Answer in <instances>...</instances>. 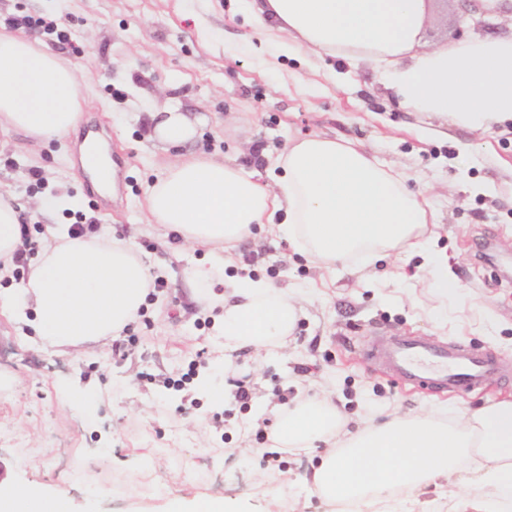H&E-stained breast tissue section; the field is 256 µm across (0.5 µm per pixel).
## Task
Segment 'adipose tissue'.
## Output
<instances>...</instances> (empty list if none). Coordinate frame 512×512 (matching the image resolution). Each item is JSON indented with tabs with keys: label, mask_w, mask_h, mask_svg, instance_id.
<instances>
[{
	"label": "adipose tissue",
	"mask_w": 512,
	"mask_h": 512,
	"mask_svg": "<svg viewBox=\"0 0 512 512\" xmlns=\"http://www.w3.org/2000/svg\"><path fill=\"white\" fill-rule=\"evenodd\" d=\"M261 36L379 71L402 104L457 126L489 130L512 122V36H474L421 50L425 0H246ZM85 100L79 76L50 50L20 33H0V131L47 144L77 125ZM152 138L178 147L205 116L178 108L152 113ZM275 185L232 160L182 156L147 190L143 208L181 246L203 247L209 264L188 285L213 319L226 349L272 353L285 346L304 312L295 291L249 276L211 290L224 272L223 250L253 226L287 234L327 270H354L375 249L416 247L433 212L401 175L351 142L319 134L292 139L274 161ZM20 211L0 197V276H10L24 240ZM153 287L149 265L109 235L52 230L26 280L0 291V314L47 345L113 339L138 315ZM269 446L291 453L323 447L311 483L328 512H413L416 494L438 477L462 492L452 512H504L512 505V401L448 420L434 415L361 417L349 426L330 393L278 411ZM0 512H72L70 499L0 483Z\"/></svg>",
	"instance_id": "adipose-tissue-1"
}]
</instances>
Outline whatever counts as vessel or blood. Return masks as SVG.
<instances>
[{
    "label": "vessel or blood",
    "instance_id": "1",
    "mask_svg": "<svg viewBox=\"0 0 512 512\" xmlns=\"http://www.w3.org/2000/svg\"><path fill=\"white\" fill-rule=\"evenodd\" d=\"M382 357L406 384L451 392L480 386L497 368L489 355L440 347L413 337L391 342Z\"/></svg>",
    "mask_w": 512,
    "mask_h": 512
}]
</instances>
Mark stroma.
I'll use <instances>...</instances> for the list:
<instances>
[{
  "mask_svg": "<svg viewBox=\"0 0 512 512\" xmlns=\"http://www.w3.org/2000/svg\"><path fill=\"white\" fill-rule=\"evenodd\" d=\"M427 9L424 48L473 35L458 0H429ZM10 15L58 20L70 44L34 30L27 36L79 71L86 100L62 140L0 134V195L22 208L29 259L48 226L34 200L64 190L77 206L58 223L83 215L132 237L164 286L105 344L51 347L0 315V482L66 495L73 512H164V500L151 495L159 487L264 512L255 478L266 472L290 483L287 512H326L305 481L320 449L261 461L276 409L324 387L351 421L395 410L453 418L512 401L511 126L473 131L421 116L390 100L370 69L287 52L259 36L236 0H0V18ZM170 105L208 118L185 151L242 165L257 143L273 159L306 134L361 142L402 172L409 189L424 192L439 227L413 252H375L362 279L320 269L288 239L254 228L232 252L236 266L301 288L306 313L286 348L266 357L225 354L223 337L183 286L205 250L178 249L140 207L176 155L149 138L151 113ZM89 130L114 158L105 207L88 193L81 168ZM32 168L41 170L42 186L29 178ZM431 255L447 260L459 282L449 300L434 294ZM392 336L484 352L497 370L477 390L420 391L378 365L375 348ZM209 384L223 388V402L210 401ZM241 385L245 403L235 397ZM76 390L94 392L88 409L68 405Z\"/></svg>",
  "mask_w": 512,
  "mask_h": 512,
  "instance_id": "35a3bbf8",
  "label": "stroma"
}]
</instances>
